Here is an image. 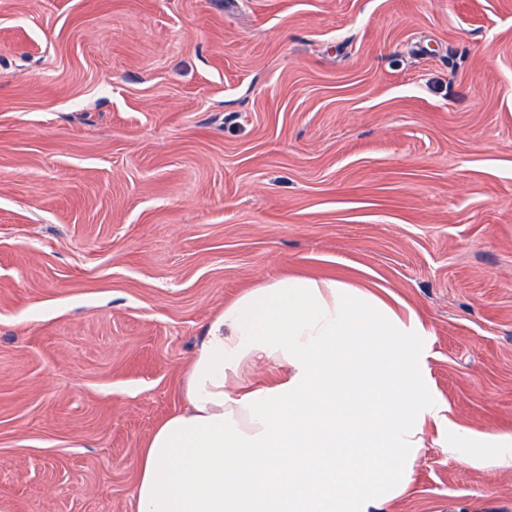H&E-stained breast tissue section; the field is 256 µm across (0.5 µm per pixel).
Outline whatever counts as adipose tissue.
<instances>
[{"instance_id": "obj_1", "label": "adipose tissue", "mask_w": 512, "mask_h": 512, "mask_svg": "<svg viewBox=\"0 0 512 512\" xmlns=\"http://www.w3.org/2000/svg\"><path fill=\"white\" fill-rule=\"evenodd\" d=\"M421 334L333 279L247 288L208 323L181 374L183 408L146 439L135 512H387L445 420ZM259 360L283 376L251 385ZM445 445L474 467L512 465V435L458 430Z\"/></svg>"}]
</instances>
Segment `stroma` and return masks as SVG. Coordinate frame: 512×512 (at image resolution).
Returning a JSON list of instances; mask_svg holds the SVG:
<instances>
[{"label":"stroma","instance_id":"35a3bbf8","mask_svg":"<svg viewBox=\"0 0 512 512\" xmlns=\"http://www.w3.org/2000/svg\"><path fill=\"white\" fill-rule=\"evenodd\" d=\"M285 274L512 434V0H0V498L133 512L205 325ZM429 433L389 512H512Z\"/></svg>","mask_w":512,"mask_h":512}]
</instances>
